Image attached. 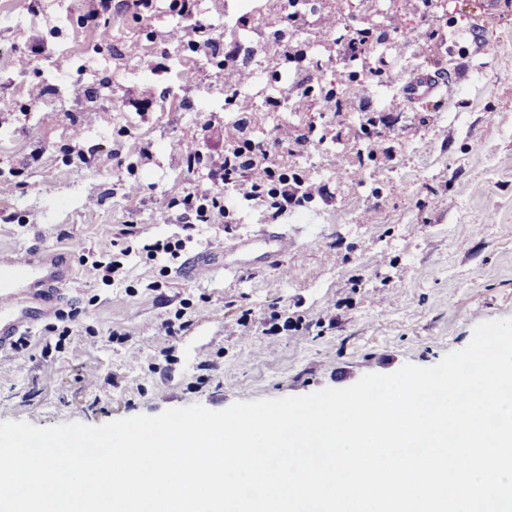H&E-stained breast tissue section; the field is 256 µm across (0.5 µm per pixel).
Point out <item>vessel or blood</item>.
Returning a JSON list of instances; mask_svg holds the SVG:
<instances>
[{"instance_id": "vessel-or-blood-1", "label": "vessel or blood", "mask_w": 512, "mask_h": 512, "mask_svg": "<svg viewBox=\"0 0 512 512\" xmlns=\"http://www.w3.org/2000/svg\"><path fill=\"white\" fill-rule=\"evenodd\" d=\"M441 87L438 77L415 73L405 97L414 103L434 97ZM292 238L284 230L260 228L255 234L224 240L191 255L178 269L181 278H195L217 270L237 272L239 266L282 265ZM75 279L68 253L34 249L24 256L0 251V352L15 337L30 332L36 323L55 314L66 288Z\"/></svg>"}]
</instances>
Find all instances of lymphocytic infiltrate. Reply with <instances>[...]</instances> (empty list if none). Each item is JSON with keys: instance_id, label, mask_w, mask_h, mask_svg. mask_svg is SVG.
<instances>
[{"instance_id": "lymphocytic-infiltrate-1", "label": "lymphocytic infiltrate", "mask_w": 512, "mask_h": 512, "mask_svg": "<svg viewBox=\"0 0 512 512\" xmlns=\"http://www.w3.org/2000/svg\"><path fill=\"white\" fill-rule=\"evenodd\" d=\"M178 13L188 24L181 36L193 52L220 54L215 73L225 89L232 90L251 77L247 65L239 63L234 51L224 50L219 38L213 37L210 25L198 17V0H175ZM247 125L234 122L224 127L223 149L208 150L200 142H183L179 150L187 170H194L199 160L207 162L209 186L192 190L168 203L186 234L201 224H220L229 215L227 198L241 201L268 200L276 213L286 212L289 205L301 200L325 196V184L306 180L298 171L283 165L272 154L273 148L287 152L306 146V138L292 135L287 127H278L272 143L250 138Z\"/></svg>"}]
</instances>
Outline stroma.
<instances>
[{
	"label": "stroma",
	"mask_w": 512,
	"mask_h": 512,
	"mask_svg": "<svg viewBox=\"0 0 512 512\" xmlns=\"http://www.w3.org/2000/svg\"><path fill=\"white\" fill-rule=\"evenodd\" d=\"M497 2L489 12L485 0H311L294 29L287 0H199L201 18L252 71L240 94L253 105V135L267 139L285 125L307 136L308 147L287 163L328 184L330 194L282 216L296 236L282 267L184 280L176 265L135 250L108 283L92 263L112 252L129 213L145 241L182 237L167 204L208 181L205 166L187 171L179 146L220 140L238 110L212 69H201L180 42L183 22L171 0H153L141 19L113 9L112 45L103 49L86 19L88 0H41L35 13L26 0H0V14L25 21L20 30L0 26V178L19 185L0 195V250L65 251L76 239L85 248L72 258L76 278L59 316L39 323L0 367V422L100 425L193 404L221 410L344 388L408 362L435 365L464 348L480 322L512 318V82L502 80L512 73V0ZM63 11L64 26L57 21ZM328 15L336 19L331 31L321 25ZM396 17L407 37L393 35ZM359 29L378 40L350 62L336 38ZM132 42L134 57L124 51ZM35 44L42 47L36 55ZM290 44L305 64L288 58ZM25 57L29 68L17 71ZM160 58L165 68H155ZM418 70L443 72L446 92L393 114L392 161H360L364 111L387 112ZM344 71L359 72L366 88L364 100L340 111L326 97L345 99ZM307 73L311 94L269 106L279 83ZM60 79L105 93L76 106L56 95ZM35 83L46 94L33 107L27 91ZM146 95L152 110L137 112L134 101ZM129 139L142 154L117 161ZM130 180L143 186L132 200L120 190ZM92 188L102 204H87ZM232 212L233 223L199 225L187 253L269 221L261 200L234 202ZM388 288L396 289V304L377 306L375 293ZM274 301L298 330L225 331L241 310L260 314ZM182 307L195 314L188 331L153 334L152 324ZM328 314L333 325L318 326ZM65 318L74 333L62 339L56 329ZM133 342L140 348L134 362L127 356ZM89 368L104 379L93 391L78 383Z\"/></svg>",
	"instance_id": "1"
}]
</instances>
